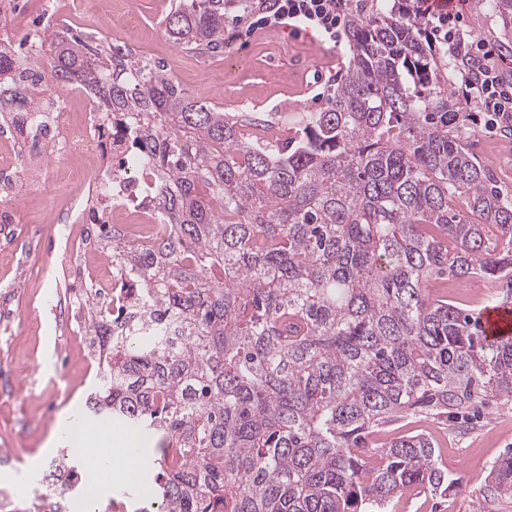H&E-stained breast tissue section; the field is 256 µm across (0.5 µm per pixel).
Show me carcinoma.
Segmentation results:
<instances>
[{
	"mask_svg": "<svg viewBox=\"0 0 512 512\" xmlns=\"http://www.w3.org/2000/svg\"><path fill=\"white\" fill-rule=\"evenodd\" d=\"M243 0H176L164 32L204 54L224 45ZM512 28V0H486ZM353 58L329 105L228 118L165 66L69 24L43 31L50 77L93 87L97 110L129 113L131 156L155 183L160 233L146 246L104 239L142 289L125 336L88 308L106 339L83 419L155 438L160 473L139 512H383L407 488L453 487L431 438H367L412 416L512 402V336L485 338L476 313L425 293L450 275L492 277L512 302V196L470 137L411 0L347 16ZM0 39V118L28 112L23 73L40 70ZM180 324L171 340L169 324ZM83 455L48 467L44 497L84 495ZM512 495V450L489 471Z\"/></svg>",
	"mask_w": 512,
	"mask_h": 512,
	"instance_id": "carcinoma-1",
	"label": "carcinoma"
}]
</instances>
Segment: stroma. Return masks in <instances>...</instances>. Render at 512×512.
Listing matches in <instances>:
<instances>
[{
    "label": "stroma",
    "instance_id": "35a3bbf8",
    "mask_svg": "<svg viewBox=\"0 0 512 512\" xmlns=\"http://www.w3.org/2000/svg\"><path fill=\"white\" fill-rule=\"evenodd\" d=\"M171 0H92L81 31L105 41L137 42L141 55L164 61L172 79L197 100L226 115L241 110L265 113L277 124L286 112L316 110L328 105L333 88L352 57L349 41L339 47L308 35L259 30L248 53L227 61L225 53L196 55L167 39L161 20ZM465 28L493 46L504 72L512 71V38L498 18L490 16L484 0H459ZM45 0H19L14 13L0 21V36L10 38L23 52L50 68L47 47L35 39L44 26ZM475 103L461 102L466 127L479 159L488 163L499 186L512 191V137L488 133L485 115ZM17 198L0 200L12 223H0V371L15 373L26 387L24 395H0V448L9 457L0 465V487L18 488L32 468H43L59 450L53 433L60 414L76 416L96 374L82 349L71 343L74 325L61 319L86 286L77 271L55 262L65 241L55 227L66 218L77 188L95 194L83 159L48 156L40 180L27 167L13 174ZM41 232L28 237V225ZM437 291L473 309L498 294L491 280L462 285L443 277ZM424 430L439 443L444 469L461 478L459 490L433 496L411 490L396 496L388 512H512V497H491L488 473L492 462L512 448V403L495 399L475 411L472 424L459 419H415L396 422L394 431Z\"/></svg>",
    "mask_w": 512,
    "mask_h": 512
}]
</instances>
